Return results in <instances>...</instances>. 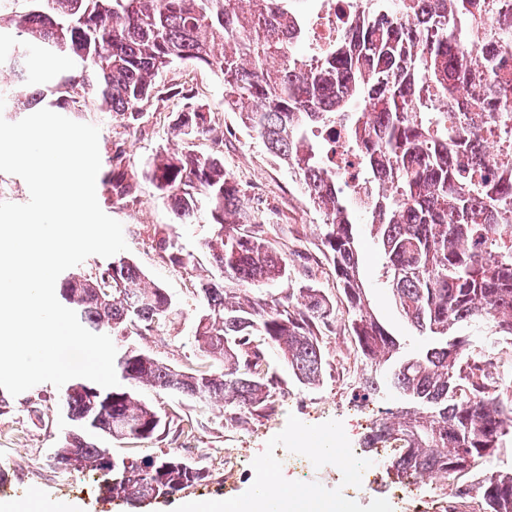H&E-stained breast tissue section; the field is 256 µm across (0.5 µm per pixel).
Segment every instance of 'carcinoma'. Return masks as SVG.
<instances>
[{"mask_svg":"<svg viewBox=\"0 0 512 512\" xmlns=\"http://www.w3.org/2000/svg\"><path fill=\"white\" fill-rule=\"evenodd\" d=\"M17 10L0 0V29L15 33L0 54V71L16 87L0 86L4 111L47 101L83 117L100 112L137 119L158 96L171 64L190 61L214 71L224 105L256 132L266 151L299 177L309 203L322 211L325 256L349 303L350 330L369 369L362 397L388 386L411 406L385 415L364 447L399 441L400 475L456 479L478 458L512 447V402L491 392L488 359L448 339L459 323H487L512 338V164L487 170L478 133L493 125L512 136V6L497 0H364L367 17L317 60L298 51L307 17L296 0H32ZM481 65L472 62V53ZM50 63L67 55L76 69L53 86L25 92V59ZM445 111L431 115L430 96ZM365 104L362 112L350 103ZM341 120L362 157L366 176L382 184L364 213L384 255L385 277L401 315L436 346L398 360L399 343L372 315L359 277L361 246L327 143L319 130ZM177 129L187 141L213 131L206 112H181ZM102 184L118 200L137 198L139 177L156 184L175 218L200 219L212 233L203 242L210 275L199 280L208 309L194 331L198 349L222 365L215 373L178 370L126 349L114 360L130 384L171 390L201 402L219 400L237 415L273 409L277 388L263 337L303 385L320 383V346L332 306L315 288L279 297L247 296L246 287L288 280V258L271 247L269 228L244 202L241 189L214 153H157L137 170L122 154L109 157ZM156 249L179 268L196 270L195 256L164 231ZM61 303L80 323L112 338L160 335L175 306L124 257L64 279ZM63 393L84 430L112 438L149 439L158 413L122 389L79 384ZM66 469L101 473V491L139 502L169 496L207 478L174 453L141 462L116 459L80 434L56 450ZM483 512H512V471H492L477 482Z\"/></svg>","mask_w":512,"mask_h":512,"instance_id":"cac0c4a2","label":"carcinoma"}]
</instances>
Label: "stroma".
<instances>
[{
	"label": "stroma",
	"mask_w": 512,
	"mask_h": 512,
	"mask_svg": "<svg viewBox=\"0 0 512 512\" xmlns=\"http://www.w3.org/2000/svg\"><path fill=\"white\" fill-rule=\"evenodd\" d=\"M160 94L143 108L133 124L109 120L105 115L88 116L99 128V153L108 159L123 151L134 168L154 154L189 148L202 153L219 152L224 167L240 183L248 205L258 208L276 225V245L290 262L287 281L259 283L250 291L260 295H281L288 288L310 285L320 290L334 309L331 324L324 332L325 373L319 384H299L278 351H270L268 362L278 378L275 408L240 419L220 402H201L181 394L146 385L131 386L134 398L150 405L162 419L159 431L149 439H113L93 435L99 447L113 456L141 461L166 452L204 469L205 481L167 498L133 507L123 499L102 495L98 476L88 470H61L53 450L64 436L76 430L61 406L63 392L49 383L38 384L18 396H6L0 404V465L7 477L0 483V502L28 503V512H42L43 505L73 502L79 512H180L187 501H233L245 497L260 464L274 463L277 480L283 485L311 487L323 499L342 505L346 512H410L394 496L401 481L392 473L396 449H384L379 459L378 483L368 493L344 489L341 475L352 472L354 459L339 460L333 455L317 457L312 471L293 462L300 433H334L342 448L362 449L368 433L364 422L380 417L388 409L403 407L397 394L381 392L360 403L354 395L358 377L346 367L356 360L348 329L349 311L331 262L321 251L323 216L307 201L301 184L287 168L269 156L256 133L246 129L237 113L224 107V88L207 67L178 62L159 80ZM201 106L210 115L211 125L223 137L222 145L206 138L186 142L177 136L176 118L187 105ZM98 203L108 216L123 226L128 244L126 258L136 263L146 285L163 288L172 298L177 313L165 335H130L116 340L117 350L132 347L144 351L180 370L200 373L214 370L212 359L199 352L193 342L195 326L204 312V302L196 291L198 275L210 268L202 244L210 234L206 223H177L166 200L149 179L139 181L136 201L113 202L98 193ZM167 229L179 244L199 262L197 274L173 266L155 247L154 233ZM363 247L360 277L370 307L380 323L395 336L401 350L413 354L425 349L430 336L419 332L396 308L383 275L384 258L366 226H358ZM452 336L463 339L469 352L485 354L512 365V340L500 337L485 324H458Z\"/></svg>",
	"instance_id": "obj_1"
}]
</instances>
